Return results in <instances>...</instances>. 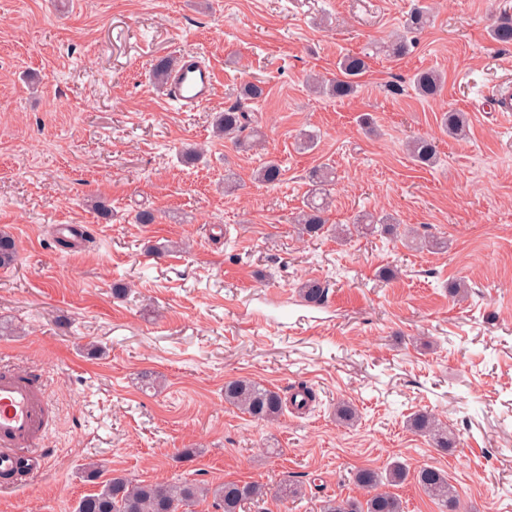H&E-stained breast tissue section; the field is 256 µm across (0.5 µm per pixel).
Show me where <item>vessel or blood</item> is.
Listing matches in <instances>:
<instances>
[{
	"label": "vessel or blood",
	"instance_id": "obj_1",
	"mask_svg": "<svg viewBox=\"0 0 512 512\" xmlns=\"http://www.w3.org/2000/svg\"><path fill=\"white\" fill-rule=\"evenodd\" d=\"M216 85L214 69L199 54L185 53L170 76L166 97L180 110L193 111L214 96ZM49 427L42 373L0 367V489L24 484L45 466Z\"/></svg>",
	"mask_w": 512,
	"mask_h": 512
}]
</instances>
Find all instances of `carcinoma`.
Returning a JSON list of instances; mask_svg holds the SVG:
<instances>
[{
  "label": "carcinoma",
  "mask_w": 512,
  "mask_h": 512,
  "mask_svg": "<svg viewBox=\"0 0 512 512\" xmlns=\"http://www.w3.org/2000/svg\"><path fill=\"white\" fill-rule=\"evenodd\" d=\"M431 6L419 2L405 21L404 32L397 33L387 42L386 51L393 58L409 53L412 41L408 34L423 29L430 18ZM492 39L501 44L512 43V16H503L491 27ZM366 69L365 60L358 56L346 55L338 62L339 76L326 82L313 79L315 90L330 97L343 98L358 91L359 78ZM443 79L438 72L429 70L414 75L413 84L423 98H433L441 91ZM265 96V88L260 82L245 84L239 101L219 113L215 119L217 136L230 141L234 146L248 149L258 143L260 132L253 124V118L246 108V102L259 101ZM441 125L448 135L464 138L468 133L466 114L448 111L442 114ZM407 151L412 159L422 165L434 163L437 155L435 141L427 137H415L407 142ZM281 169L278 162L269 160L257 173L261 183L272 184L279 180ZM335 172L329 165L312 170L309 179L312 183L310 196L303 209L295 218L299 233L311 238L323 232L326 224L324 213L328 208L327 186L333 183ZM381 228L391 232L395 228L394 219L388 215L365 213L356 219L353 229L371 231ZM18 258V247L13 237L0 233V268L10 267ZM299 297L310 305H321L328 295L325 282L310 278L298 287ZM224 402L235 407L249 417L272 422L284 413V402L279 392L263 384L236 379L224 384ZM336 420L352 424L357 420L355 408L347 401L336 403ZM409 429L432 439L435 447L448 450L454 447L455 440L448 428L432 413L419 412L407 421ZM409 475V469L400 462H393L383 471L361 469L356 473L357 484L367 491V498L328 499L323 512H404L402 501L388 491L381 489L384 484L400 485ZM416 479L423 490L442 507V512H458L459 499L456 490L448 483V477L434 467H423L416 473ZM212 495L214 504L221 512H239L242 504L264 498L265 486L255 482H226L209 489L185 480L178 483H135L121 475L105 481L102 488L80 499L77 512H178L187 509L199 498Z\"/></svg>",
  "instance_id": "1"
}]
</instances>
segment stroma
<instances>
[{
	"label": "stroma",
	"mask_w": 512,
	"mask_h": 512,
	"mask_svg": "<svg viewBox=\"0 0 512 512\" xmlns=\"http://www.w3.org/2000/svg\"><path fill=\"white\" fill-rule=\"evenodd\" d=\"M415 2L0 0V231L19 250L0 268V363L41 370L53 410L45 468L0 491V512H76L115 474L256 481L271 494L243 512H321L361 496L358 470L395 461L444 471L459 512H512V120L489 102L512 65L489 28L512 0H431L410 53L388 57ZM196 50L217 90L183 112L150 70ZM346 53L368 65L359 92L312 93L309 75L334 78ZM428 69L445 85L423 100L411 79ZM256 79L264 148L244 152L213 120ZM449 109L466 113V139L442 132ZM304 133L317 143L302 152ZM410 136L435 139L434 165L409 157ZM195 145L203 158L183 162ZM267 156L273 184L254 180ZM324 163L328 222L302 237L307 174ZM142 209L155 223H136ZM381 211L396 233L337 240L335 225ZM61 224L88 241L58 249ZM308 278L328 282L323 306L299 298ZM456 280L467 302L449 296ZM238 378L286 398L306 385L318 407L253 420L224 401ZM340 400L356 425L337 422ZM424 411L454 448L407 429ZM287 481L304 495L274 497Z\"/></svg>",
	"instance_id": "obj_1"
}]
</instances>
